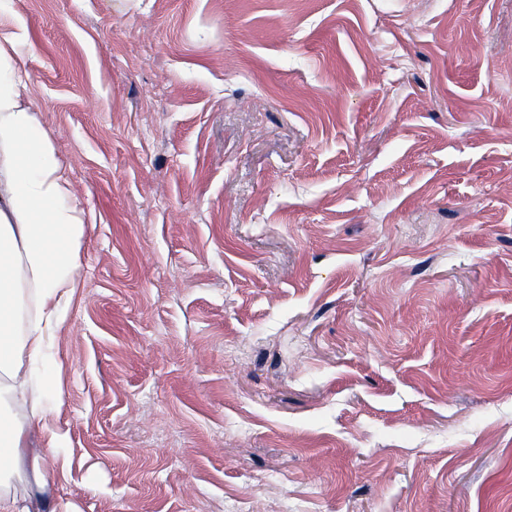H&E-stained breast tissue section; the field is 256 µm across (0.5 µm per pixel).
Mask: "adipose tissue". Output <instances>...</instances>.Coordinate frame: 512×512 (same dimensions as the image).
<instances>
[{"label":"adipose tissue","mask_w":512,"mask_h":512,"mask_svg":"<svg viewBox=\"0 0 512 512\" xmlns=\"http://www.w3.org/2000/svg\"><path fill=\"white\" fill-rule=\"evenodd\" d=\"M19 69L0 43V402L40 409L19 354L39 361L76 287L83 207L64 166L27 100ZM59 433L31 447L25 424L0 417V446L23 463L31 512H75L53 494L59 474Z\"/></svg>","instance_id":"1"}]
</instances>
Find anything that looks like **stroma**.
<instances>
[{
  "instance_id": "obj_1",
  "label": "stroma",
  "mask_w": 512,
  "mask_h": 512,
  "mask_svg": "<svg viewBox=\"0 0 512 512\" xmlns=\"http://www.w3.org/2000/svg\"><path fill=\"white\" fill-rule=\"evenodd\" d=\"M89 202L34 382L78 512H512V0H8Z\"/></svg>"
}]
</instances>
